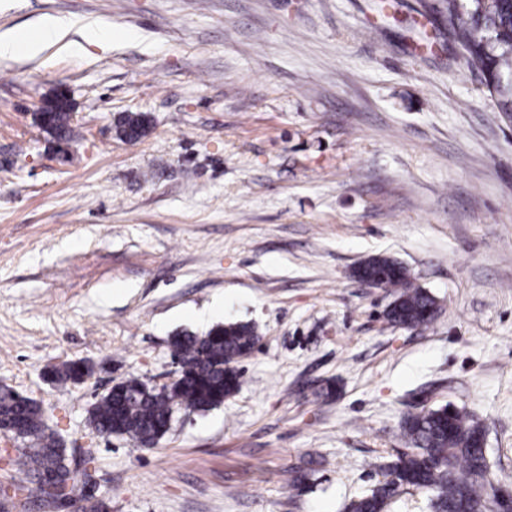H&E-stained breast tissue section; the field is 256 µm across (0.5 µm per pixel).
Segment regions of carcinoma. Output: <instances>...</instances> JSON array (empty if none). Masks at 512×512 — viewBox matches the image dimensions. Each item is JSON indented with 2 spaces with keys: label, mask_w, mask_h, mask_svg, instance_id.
Returning a JSON list of instances; mask_svg holds the SVG:
<instances>
[{
  "label": "carcinoma",
  "mask_w": 512,
  "mask_h": 512,
  "mask_svg": "<svg viewBox=\"0 0 512 512\" xmlns=\"http://www.w3.org/2000/svg\"><path fill=\"white\" fill-rule=\"evenodd\" d=\"M430 10L461 44L468 67L481 74L498 111L512 115V0H435ZM47 108L42 128L59 142L70 141L68 100L57 97ZM149 125L146 114L128 112L119 117L116 131L134 143L147 134ZM355 275L395 292L387 313L392 325L427 328L435 321L436 298L412 286L401 262L371 257ZM258 340L255 326L248 322L217 324L200 336H174L175 379L157 389L134 375L126 378L91 405L89 425L101 436H122L137 446L157 443L171 428L178 410L208 411L239 390L241 373L235 364L251 354ZM48 374L55 383H79L90 369L83 361H68L49 368ZM402 430L407 451L384 467V480L352 500L347 512H386L395 497L410 489L428 495L431 512H493L496 499L487 474L481 423L461 409L450 412L439 406L408 414ZM0 432L24 442L17 453L29 495L41 496V482L49 473L55 475L58 494L79 490L84 473L68 459L36 401L1 388Z\"/></svg>",
  "instance_id": "cac0c4a2"
}]
</instances>
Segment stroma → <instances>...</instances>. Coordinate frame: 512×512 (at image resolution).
Wrapping results in <instances>:
<instances>
[{
  "label": "stroma",
  "instance_id": "obj_1",
  "mask_svg": "<svg viewBox=\"0 0 512 512\" xmlns=\"http://www.w3.org/2000/svg\"><path fill=\"white\" fill-rule=\"evenodd\" d=\"M427 0H0L112 41L0 58V387L91 456L112 512H344L422 407L470 412L512 487V119ZM66 93L76 139L34 120ZM125 112L150 118L135 143ZM385 255L436 297L390 326ZM250 322L224 405L152 448L87 411L134 375L170 383V339ZM86 360L79 384L46 368ZM149 125L150 120L146 114L128 112L119 117L116 131L121 139L134 143L147 134Z\"/></svg>",
  "mask_w": 512,
  "mask_h": 512
}]
</instances>
